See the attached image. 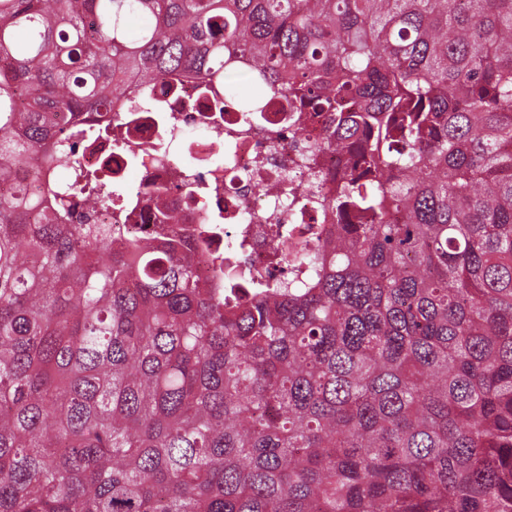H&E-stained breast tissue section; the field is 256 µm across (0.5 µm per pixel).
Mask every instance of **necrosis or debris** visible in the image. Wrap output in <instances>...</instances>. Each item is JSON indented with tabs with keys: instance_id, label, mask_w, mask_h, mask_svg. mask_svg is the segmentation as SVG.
I'll list each match as a JSON object with an SVG mask.
<instances>
[{
	"instance_id": "4bbe7bcc",
	"label": "necrosis or debris",
	"mask_w": 512,
	"mask_h": 512,
	"mask_svg": "<svg viewBox=\"0 0 512 512\" xmlns=\"http://www.w3.org/2000/svg\"><path fill=\"white\" fill-rule=\"evenodd\" d=\"M106 119L124 126V143L78 146L62 170L99 167L111 183L122 184L134 169L137 193L93 213L81 197H73V223L118 224L126 238H149L162 226L153 201L154 189L160 188L179 218L172 232L189 235L202 225L211 229L198 266L202 278H213L209 256L220 252L230 266L268 279L283 271L270 258L287 242L288 225L336 221L335 214L314 208L307 199L291 204L261 190L284 173L306 179L298 164L300 150L322 124L317 117L305 134L291 132L283 98L266 97L247 117L234 105L219 112L202 75L190 72L135 87L115 101Z\"/></svg>"
}]
</instances>
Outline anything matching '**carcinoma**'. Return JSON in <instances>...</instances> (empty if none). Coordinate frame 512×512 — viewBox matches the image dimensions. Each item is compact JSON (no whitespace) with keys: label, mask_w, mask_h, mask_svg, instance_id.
Instances as JSON below:
<instances>
[{"label":"carcinoma","mask_w":512,"mask_h":512,"mask_svg":"<svg viewBox=\"0 0 512 512\" xmlns=\"http://www.w3.org/2000/svg\"><path fill=\"white\" fill-rule=\"evenodd\" d=\"M346 157L288 276L69 224L46 142L164 73ZM0 512H512V0H0Z\"/></svg>","instance_id":"carcinoma-1"}]
</instances>
